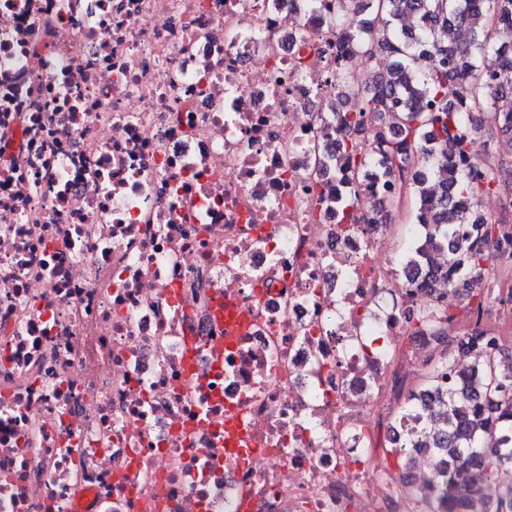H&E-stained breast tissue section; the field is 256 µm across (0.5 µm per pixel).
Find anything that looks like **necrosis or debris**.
<instances>
[{"label": "necrosis or debris", "instance_id": "1", "mask_svg": "<svg viewBox=\"0 0 512 512\" xmlns=\"http://www.w3.org/2000/svg\"><path fill=\"white\" fill-rule=\"evenodd\" d=\"M345 0H0V512H417L440 351L386 191L330 176ZM448 332L512 349V224ZM246 320L228 337L216 299ZM251 454L231 463L225 418Z\"/></svg>", "mask_w": 512, "mask_h": 512}]
</instances>
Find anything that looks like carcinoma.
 <instances>
[{"label":"carcinoma","instance_id":"obj_1","mask_svg":"<svg viewBox=\"0 0 512 512\" xmlns=\"http://www.w3.org/2000/svg\"><path fill=\"white\" fill-rule=\"evenodd\" d=\"M368 0L364 4L372 15L370 27L345 32L348 40L367 56L369 45L378 42L388 52L386 76L366 83L364 90L345 92L356 104L336 111V119L347 127L364 125L371 112L381 130L374 153L354 154L352 147L339 145L336 169L341 160L355 158L363 176L375 179L405 171L404 165L419 155L410 189L418 205L428 215L430 228L421 245L413 247L405 265L417 285L440 299L453 289L464 294V286L474 274L493 271L482 245L496 233L493 223L468 228L479 200L498 194L500 169L464 165L448 168V181L441 189H431L432 177L440 163L456 157L467 161L469 137L483 132L512 146V111L500 113L489 127L471 122V113L456 105L457 99H469L482 109L500 98L512 99V50L493 37L500 18L512 17V0ZM418 19L414 30L402 27L403 18ZM463 28L468 34L459 41L448 34V41L434 39L435 28ZM448 249L458 255L453 272L427 265L431 250ZM444 311H419L417 323L432 330L441 326ZM445 345L468 349L473 358L471 369L457 378L454 386L442 392L435 386L439 371L447 367L448 350H443L438 371L425 375L424 391L408 399L399 419L418 421L431 405L448 409V421L431 431L411 428L395 450L396 464L407 477L413 454L427 449L439 454L453 449L451 465L441 472L435 499L448 504L450 512H464V503L478 494L483 485L495 480L500 486L498 498L488 512H512V377L487 376V357L480 352V339L440 337Z\"/></svg>","mask_w":512,"mask_h":512}]
</instances>
